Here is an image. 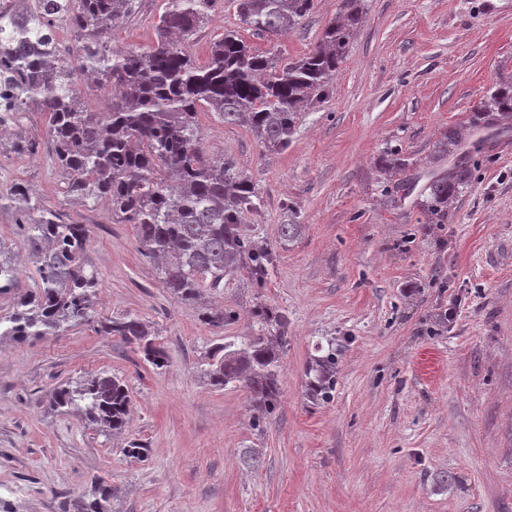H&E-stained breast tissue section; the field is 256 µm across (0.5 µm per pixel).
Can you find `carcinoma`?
<instances>
[{
    "mask_svg": "<svg viewBox=\"0 0 512 512\" xmlns=\"http://www.w3.org/2000/svg\"><path fill=\"white\" fill-rule=\"evenodd\" d=\"M215 0H165L153 44L118 48L109 31L132 14L135 0H25L21 10L0 6V127L22 128L30 113L45 117L38 139L18 134L11 149L19 155L46 150L59 174L61 199L52 203L29 188L12 184L0 201L18 216L30 247L35 277L30 289L17 288L11 258L0 249V296L13 295L0 314V337L16 341L60 336L89 322L99 287L87 260L88 225L67 217L64 207L107 206L112 223L133 224L144 257L156 264L158 281L184 303H195L206 288L245 271L257 284L274 267L275 254L252 238L244 216L256 211V188L224 156L202 147L197 115L206 105L227 124L247 123L268 149L284 148L300 109L328 95L351 36L362 20V0H343L338 18L319 45L286 64L248 46L234 33L213 43L205 66L188 51ZM242 21L260 34L293 29L314 0H235ZM63 22L78 46L74 63L61 66L56 23ZM112 90L100 112L86 107L88 96ZM512 125V82L494 87L471 113L469 132L450 127L431 157L419 200L437 215L472 182L473 158L487 141ZM386 167L406 179L412 191L420 176L392 154ZM264 335L209 349L201 373L209 385L244 389L258 419L280 406L279 382L285 316L263 304L252 311ZM103 332L134 345L156 368L168 355L139 316L128 314L102 326ZM320 355L305 373L306 392L327 403L336 391V342L316 345ZM60 415L75 414L102 432L120 434L130 411L125 381L102 371L91 378H68L54 388L49 403ZM120 453L143 460L146 446L133 439ZM112 489L97 481L88 495L62 502L60 512H111Z\"/></svg>",
    "mask_w": 512,
    "mask_h": 512,
    "instance_id": "1",
    "label": "carcinoma"
}]
</instances>
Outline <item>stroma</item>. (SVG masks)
<instances>
[{
  "mask_svg": "<svg viewBox=\"0 0 512 512\" xmlns=\"http://www.w3.org/2000/svg\"><path fill=\"white\" fill-rule=\"evenodd\" d=\"M341 2L314 0L293 30L267 37L233 0H216L189 51L205 65L232 32L290 62L319 44ZM164 6L136 0L111 44L150 46ZM363 15L329 96L302 109L286 148L269 151L247 125L199 111L207 153L232 161L261 198L246 222L276 254L262 287L241 272L181 303L161 288L134 225L111 223L100 206L70 209L90 229L95 317L138 315L169 363L155 368L90 325L0 339V512H59L61 496L99 478L112 512H512V132L437 216L393 195L381 162L399 151L427 170L448 127L466 130L491 88L512 81V0H363ZM10 142L0 138V184L56 200L45 154L15 155ZM15 220L0 208V245L24 290L34 266ZM287 223L300 236L282 240ZM260 303L287 315L288 337L280 408L258 425L246 394L205 384L200 365L213 345L257 335ZM218 306L236 313L221 329L202 321ZM331 338L336 392L320 404L304 372ZM102 370L129 386L122 436L48 409L61 381ZM128 437L147 446L144 460L119 454ZM246 448L258 453L250 467Z\"/></svg>",
  "mask_w": 512,
  "mask_h": 512,
  "instance_id": "1",
  "label": "stroma"
}]
</instances>
